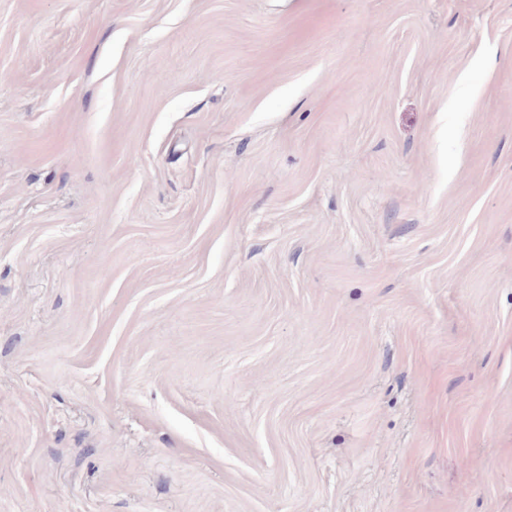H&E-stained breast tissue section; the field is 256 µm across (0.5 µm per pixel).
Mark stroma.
<instances>
[{
  "instance_id": "stroma-1",
  "label": "stroma",
  "mask_w": 512,
  "mask_h": 512,
  "mask_svg": "<svg viewBox=\"0 0 512 512\" xmlns=\"http://www.w3.org/2000/svg\"><path fill=\"white\" fill-rule=\"evenodd\" d=\"M0 512H512V0H0Z\"/></svg>"
}]
</instances>
